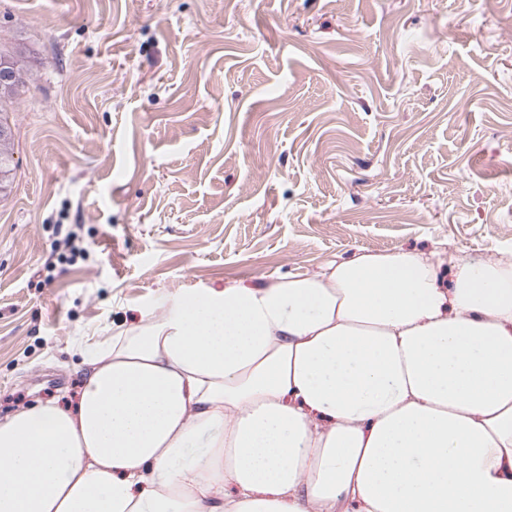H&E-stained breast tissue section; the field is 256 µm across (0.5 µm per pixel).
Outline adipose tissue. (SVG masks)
Masks as SVG:
<instances>
[{
	"instance_id": "1",
	"label": "adipose tissue",
	"mask_w": 512,
	"mask_h": 512,
	"mask_svg": "<svg viewBox=\"0 0 512 512\" xmlns=\"http://www.w3.org/2000/svg\"><path fill=\"white\" fill-rule=\"evenodd\" d=\"M0 419V512H512V258L165 294Z\"/></svg>"
}]
</instances>
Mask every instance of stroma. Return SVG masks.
Listing matches in <instances>:
<instances>
[{
    "mask_svg": "<svg viewBox=\"0 0 512 512\" xmlns=\"http://www.w3.org/2000/svg\"><path fill=\"white\" fill-rule=\"evenodd\" d=\"M0 47L1 417L165 293L512 253V0H0ZM5 58H8L10 60V58L2 52H0V60L2 58V60L0 61V89L3 90L1 92L0 90V129H4V130H9L10 132V128L8 127V124L4 121V112H7L6 110V107L8 106V103H11V99L13 98V96L15 95V93L17 92V88L19 87V85L23 84V81H22V78H21V81L19 83V80L18 82L12 87L10 88L14 82H16L17 78H18V75L17 73H20V75L22 74L21 73V67L20 66H17L18 65V62L16 60H12L10 61L13 68H11L10 64L3 60ZM17 72V73H16ZM10 88V89H9ZM4 89H8V90H4ZM11 132L6 135L5 137L1 138L0 137V191L3 192L4 189H6L7 187V184H6V177H7V174H9V172L12 170L10 168V165H11V158H12V155L10 153V145H11Z\"/></svg>",
    "mask_w": 512,
    "mask_h": 512,
    "instance_id": "stroma-1",
    "label": "stroma"
}]
</instances>
